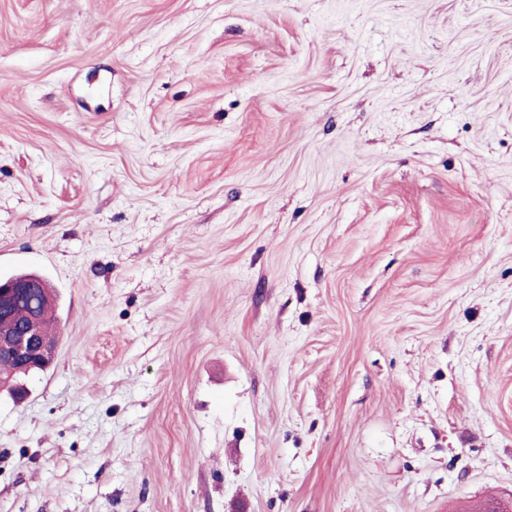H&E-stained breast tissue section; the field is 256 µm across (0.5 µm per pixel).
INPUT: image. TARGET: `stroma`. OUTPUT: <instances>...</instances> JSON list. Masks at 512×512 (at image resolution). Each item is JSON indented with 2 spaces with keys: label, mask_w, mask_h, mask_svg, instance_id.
I'll list each match as a JSON object with an SVG mask.
<instances>
[{
  "label": "stroma",
  "mask_w": 512,
  "mask_h": 512,
  "mask_svg": "<svg viewBox=\"0 0 512 512\" xmlns=\"http://www.w3.org/2000/svg\"><path fill=\"white\" fill-rule=\"evenodd\" d=\"M0 512H512V0H0ZM28 277L41 279L33 274H22L4 278ZM42 282L45 288L37 279L0 280V338L3 336L10 340V345L6 342H2V344L0 342V361L8 359L24 364L32 362L44 364L50 360L52 361V349L43 343L41 337L44 332V335L50 340L48 333L53 320L52 297L43 280ZM36 288L42 289L36 290ZM33 290L36 291L32 297L23 299L21 303L17 302L25 293ZM15 303L16 305L14 306ZM31 304L34 305L35 310L39 311L42 316L43 330L41 317L37 312H31L27 315L30 312ZM27 316L28 320L23 325L17 326L13 323V321L15 323L22 322ZM1 345L5 348L2 349Z\"/></svg>",
  "instance_id": "stroma-1"
}]
</instances>
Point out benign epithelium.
<instances>
[{
    "label": "benign epithelium",
    "mask_w": 512,
    "mask_h": 512,
    "mask_svg": "<svg viewBox=\"0 0 512 512\" xmlns=\"http://www.w3.org/2000/svg\"><path fill=\"white\" fill-rule=\"evenodd\" d=\"M42 287L36 279L0 280V337H7L10 343L0 344V360L8 359L17 363H47L52 360V349L42 341L41 317L32 312L22 325H15L9 316L14 304L25 293Z\"/></svg>",
    "instance_id": "1"
}]
</instances>
